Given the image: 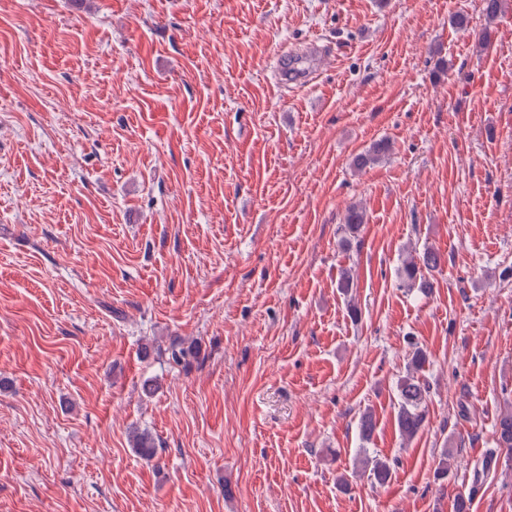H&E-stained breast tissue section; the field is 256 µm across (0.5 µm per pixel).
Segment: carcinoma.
I'll return each instance as SVG.
<instances>
[{
    "label": "carcinoma",
    "mask_w": 512,
    "mask_h": 512,
    "mask_svg": "<svg viewBox=\"0 0 512 512\" xmlns=\"http://www.w3.org/2000/svg\"><path fill=\"white\" fill-rule=\"evenodd\" d=\"M506 0H483L482 13L487 24H492L498 15L504 10ZM390 150V145L384 140H379L365 151L357 154L352 165L356 169H365L376 164ZM364 212L357 206H351L344 218V238L341 244L348 246L351 239L356 237L360 227L364 224ZM442 265V258L439 252L426 248L420 254H408L403 260L399 271L401 287L412 291L417 290L427 293L433 288V282L428 275ZM168 359L176 365L187 366L197 357L195 346L184 345V342L175 340L167 349ZM427 361L426 354L422 349L413 351L408 363L406 375L403 376L397 387V414L396 423L399 434L402 438L410 440L414 438L424 427L426 422V401L429 393V386L426 385L417 373L422 371ZM136 453L143 458L152 459L158 453L154 437L147 431L136 433L132 440ZM496 448L506 453L512 459V409L503 412L496 425ZM392 477V468L388 461H375L369 473L370 481L374 484L384 486Z\"/></svg>",
    "instance_id": "carcinoma-1"
}]
</instances>
